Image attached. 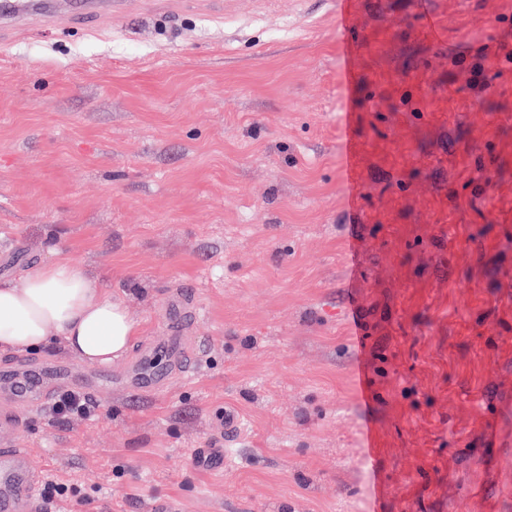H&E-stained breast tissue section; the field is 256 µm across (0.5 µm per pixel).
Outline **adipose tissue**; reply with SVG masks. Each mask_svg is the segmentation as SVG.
Here are the masks:
<instances>
[{
	"mask_svg": "<svg viewBox=\"0 0 512 512\" xmlns=\"http://www.w3.org/2000/svg\"><path fill=\"white\" fill-rule=\"evenodd\" d=\"M137 334L123 302L66 254L0 280V351L34 352L61 342L81 359L108 364Z\"/></svg>",
	"mask_w": 512,
	"mask_h": 512,
	"instance_id": "1",
	"label": "adipose tissue"
}]
</instances>
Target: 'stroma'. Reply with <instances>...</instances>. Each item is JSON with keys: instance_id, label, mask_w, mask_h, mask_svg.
Segmentation results:
<instances>
[{"instance_id": "35a3bbf8", "label": "stroma", "mask_w": 512, "mask_h": 512, "mask_svg": "<svg viewBox=\"0 0 512 512\" xmlns=\"http://www.w3.org/2000/svg\"><path fill=\"white\" fill-rule=\"evenodd\" d=\"M223 2L0 34V279L66 253L133 357L200 312L93 418L0 392L16 447L96 512H512V7ZM186 315L182 310V301L179 298L171 302V308L167 317V332L169 336H164L160 339L165 347L179 352V339L181 332L184 329ZM96 375L101 382H105L119 390L134 393L144 388L158 389L165 385L167 379L161 373H143L132 371L127 374L111 370L100 369Z\"/></svg>"}]
</instances>
